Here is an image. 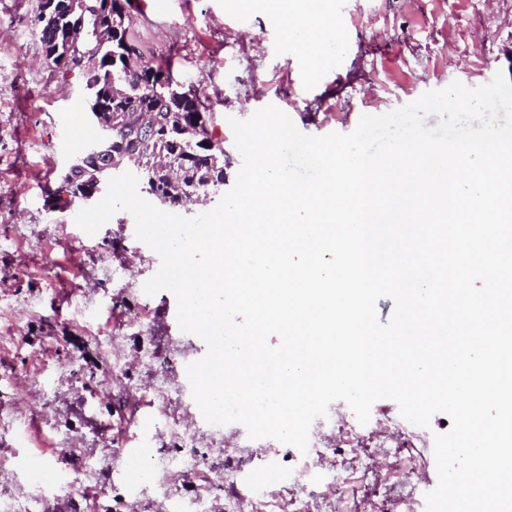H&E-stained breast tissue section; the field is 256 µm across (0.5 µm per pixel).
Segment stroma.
I'll return each instance as SVG.
<instances>
[{
	"label": "stroma",
	"instance_id": "1",
	"mask_svg": "<svg viewBox=\"0 0 512 512\" xmlns=\"http://www.w3.org/2000/svg\"><path fill=\"white\" fill-rule=\"evenodd\" d=\"M38 0H0V512H426L437 484L430 428L389 399L360 424L330 404L307 452L215 430L189 397L185 363L207 351L182 332L167 290L146 295L160 258L121 211L92 236L81 202L48 189L97 128L80 71L61 74L32 19ZM336 33L311 68L301 34L285 37L263 0H129L145 63L194 86L227 153L225 189L243 163L229 118L273 105L305 134H347L452 82L512 81V0H323ZM43 452L58 485L28 477ZM142 472L139 489L123 477Z\"/></svg>",
	"mask_w": 512,
	"mask_h": 512
}]
</instances>
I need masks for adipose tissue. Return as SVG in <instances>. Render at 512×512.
Instances as JSON below:
<instances>
[{
    "mask_svg": "<svg viewBox=\"0 0 512 512\" xmlns=\"http://www.w3.org/2000/svg\"><path fill=\"white\" fill-rule=\"evenodd\" d=\"M266 6L281 18L285 34L302 29L312 62H319L321 43L332 26L329 16L321 8V0H266Z\"/></svg>",
    "mask_w": 512,
    "mask_h": 512,
    "instance_id": "ef3b65f1",
    "label": "adipose tissue"
}]
</instances>
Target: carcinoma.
Listing matches in <instances>:
<instances>
[{
	"instance_id": "1",
	"label": "carcinoma",
	"mask_w": 512,
	"mask_h": 512,
	"mask_svg": "<svg viewBox=\"0 0 512 512\" xmlns=\"http://www.w3.org/2000/svg\"><path fill=\"white\" fill-rule=\"evenodd\" d=\"M110 2L108 16L97 12L96 0H39L34 14L46 59L63 74L81 70L88 111L99 108L102 122L114 117L118 124L112 167L101 170L90 164L71 177L65 170L49 197L56 205H68L114 173L133 170L141 177L142 190L164 206L196 204L180 196L183 187L203 202L225 181L226 153L223 142L213 138L212 116L201 111L198 97L181 95L185 85L172 74L143 62L123 0ZM151 77L158 81L156 94L143 85ZM197 118L203 120L198 129ZM146 120L168 135L140 143L139 128Z\"/></svg>"
}]
</instances>
